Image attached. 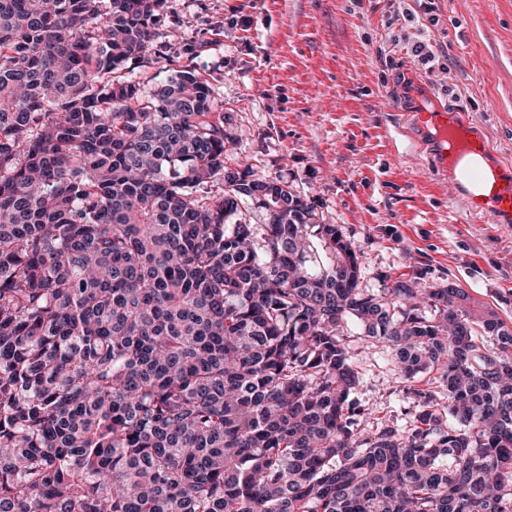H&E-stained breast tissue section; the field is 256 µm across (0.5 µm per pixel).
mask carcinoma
Masks as SVG:
<instances>
[{"mask_svg": "<svg viewBox=\"0 0 512 512\" xmlns=\"http://www.w3.org/2000/svg\"><path fill=\"white\" fill-rule=\"evenodd\" d=\"M162 2L0 0V512H512V328L359 287L337 225L224 165L193 70L142 94ZM355 336L408 429L360 427Z\"/></svg>", "mask_w": 512, "mask_h": 512, "instance_id": "1", "label": "carcinoma"}]
</instances>
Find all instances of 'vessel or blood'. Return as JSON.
<instances>
[{
  "label": "vessel or blood",
  "instance_id": "obj_1",
  "mask_svg": "<svg viewBox=\"0 0 512 512\" xmlns=\"http://www.w3.org/2000/svg\"><path fill=\"white\" fill-rule=\"evenodd\" d=\"M397 95L413 118L414 142L433 161L436 175L457 182L460 163L480 158L495 180L487 193H466V203L472 214L489 211L497 223L511 225L512 168L503 165L491 151L482 128L461 110L437 102L434 90L413 74H405Z\"/></svg>",
  "mask_w": 512,
  "mask_h": 512
}]
</instances>
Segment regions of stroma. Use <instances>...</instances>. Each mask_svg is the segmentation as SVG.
I'll return each instance as SVG.
<instances>
[{
  "label": "stroma",
  "instance_id": "obj_1",
  "mask_svg": "<svg viewBox=\"0 0 512 512\" xmlns=\"http://www.w3.org/2000/svg\"><path fill=\"white\" fill-rule=\"evenodd\" d=\"M425 46L429 62L415 54ZM143 92L176 65L213 90L229 168L290 184L361 255V288L455 282L512 327V227L434 176L393 91L404 71L467 112L512 162V0H165ZM354 396L410 424L386 350L353 343Z\"/></svg>",
  "mask_w": 512,
  "mask_h": 512
}]
</instances>
